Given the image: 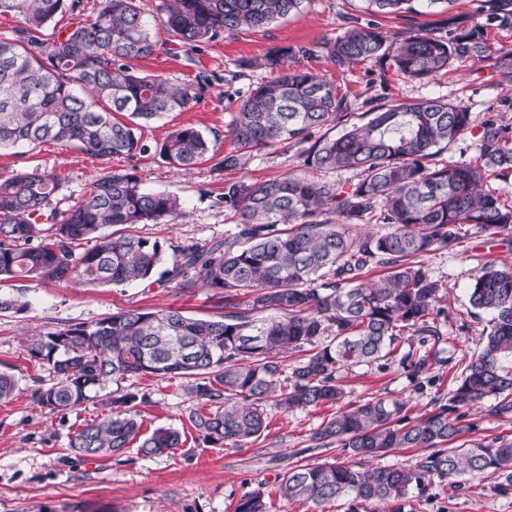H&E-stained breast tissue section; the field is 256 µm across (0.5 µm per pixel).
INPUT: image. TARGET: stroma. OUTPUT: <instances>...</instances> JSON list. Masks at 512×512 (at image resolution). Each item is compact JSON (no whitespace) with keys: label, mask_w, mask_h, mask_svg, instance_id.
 <instances>
[{"label":"stroma","mask_w":512,"mask_h":512,"mask_svg":"<svg viewBox=\"0 0 512 512\" xmlns=\"http://www.w3.org/2000/svg\"><path fill=\"white\" fill-rule=\"evenodd\" d=\"M363 15L362 0H307L299 14L260 32L224 37L190 56L173 44L160 47L150 58L137 61L136 69L165 75L177 84H192L204 76L209 86L191 109L169 113L144 128L148 152L99 161L78 149L46 142L0 151V174L40 168L62 180L71 200L85 194L104 172L133 169L148 189L178 195L189 213L187 219L171 224L138 225L137 234L201 245L230 236L236 218L219 202L225 183L272 179L301 170L299 148L273 146L252 152L234 170L217 168L209 161L179 174L159 157L156 145L176 127L190 124L217 136L219 151L227 152L231 147L227 131L242 100L251 88L275 76L274 70L259 64L267 51L275 46L315 44L339 34L351 19ZM244 60L250 61V68H241ZM301 64L334 82L350 111L357 114L376 99L413 102L443 97L467 106L475 127L486 113L499 111L507 96L489 61L454 63L428 82L404 79L392 69L380 72L372 62L342 72L319 54L302 59ZM474 127L459 136L444 160L474 156ZM423 262L444 280L439 318L446 340L444 353L435 354L431 344L421 343L419 337H404L398 356L342 371L339 383L345 402L377 396L404 401L413 415L432 410L436 402H447L462 361L481 350L486 320L474 316L466 290L472 276L487 263L512 264V238L491 239L475 232L461 246L429 254ZM21 299L22 310L0 312V371L18 381L13 396L0 402V512H234L241 495L258 488L265 493L269 512H317L311 502L281 498L277 485L289 467L347 461L337 445L317 448L311 440L322 420L334 413V406L285 413L267 403L269 425L259 439L241 447H215L190 421L201 405L188 391L189 380L131 376L121 387L146 397L139 406L143 432L175 428L181 434L180 448L146 457L132 446L106 457L84 458L69 448L68 441L80 424L102 415L103 405L93 400L72 411L54 413L36 400L37 390L56 384L59 377L49 365L31 358L21 342L28 331L91 323L135 308L174 307L198 317L219 314L209 290L173 283L75 288L28 281ZM407 352L427 356L422 373H412L402 364L400 356ZM461 424L471 439L512 440V416L497 414L490 401L468 412ZM499 482L498 475L488 473L436 480L425 494H410L401 512H512V489L501 490Z\"/></svg>","instance_id":"35a3bbf8"}]
</instances>
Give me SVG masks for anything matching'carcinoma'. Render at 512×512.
<instances>
[{"instance_id": "carcinoma-1", "label": "carcinoma", "mask_w": 512, "mask_h": 512, "mask_svg": "<svg viewBox=\"0 0 512 512\" xmlns=\"http://www.w3.org/2000/svg\"><path fill=\"white\" fill-rule=\"evenodd\" d=\"M304 0H160L156 14L140 0H0V15L20 18L0 36V150L53 142L93 159L148 151L141 127L191 109L202 83L176 84L144 74L132 62L167 43L199 50L224 34L252 32L301 10ZM375 14H397L410 0H366ZM472 23L450 15L448 30L390 35L357 20L312 46L271 50L261 65L281 70L243 99L228 130L233 148L216 163L235 169L261 148L304 146L303 166L345 180L288 173L224 185V208L237 231L208 245H174L123 229L186 217L179 197L150 191L134 170H112L79 201L58 208L61 180L39 168L0 176V284L39 280L101 286L174 282L199 285L224 301L216 319L178 308L130 309L26 337L29 354L52 366L57 384L38 402L73 410L129 375L186 377L207 411L191 415L211 445L245 444L268 427L265 403L285 412L334 404L344 395L338 374L398 351L404 336L443 340L441 280L419 258L453 249L473 229L512 236V198L488 187L512 172V126L490 112L480 123L476 155L438 160L471 128L468 108L443 98L378 104L352 121L334 84L292 64L320 53L344 71L369 61L403 77L428 81L455 61H494L498 84L512 91V51L488 44L484 29H512V0H476ZM51 35H46L47 29ZM171 167L187 171L217 156L215 142L184 125L156 148ZM45 222H39V219ZM377 224L381 232L363 231ZM114 227L107 233L105 229ZM88 245L82 250L80 246ZM381 268L383 275L362 281ZM248 298L241 309L234 299ZM468 303L491 316L482 350L473 355L449 404L410 418L397 399L351 402L322 421L318 442H336L359 458L422 448L412 469L323 462L298 465L280 478L279 495L318 509L338 499L378 502L399 512L426 483L497 473L512 487V441L460 442V410L495 400L512 414V265L488 264L472 278ZM329 342H324V338ZM298 359L286 363V355ZM146 396L112 393V409L69 440L83 457L138 443L145 457L180 446L179 431L142 432L136 407ZM234 512H267L264 494L244 493Z\"/></svg>"}]
</instances>
